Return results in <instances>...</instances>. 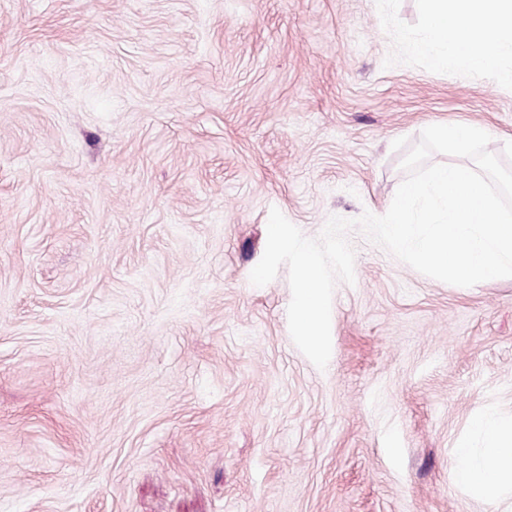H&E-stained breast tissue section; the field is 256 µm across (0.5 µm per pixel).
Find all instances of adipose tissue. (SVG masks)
Here are the masks:
<instances>
[{
  "instance_id": "1",
  "label": "adipose tissue",
  "mask_w": 512,
  "mask_h": 512,
  "mask_svg": "<svg viewBox=\"0 0 512 512\" xmlns=\"http://www.w3.org/2000/svg\"><path fill=\"white\" fill-rule=\"evenodd\" d=\"M427 36L420 47L436 67L498 75L512 85L503 54L512 51V0H421ZM484 436L481 460L458 449L459 478L479 488L512 485V425L484 417L476 422Z\"/></svg>"
}]
</instances>
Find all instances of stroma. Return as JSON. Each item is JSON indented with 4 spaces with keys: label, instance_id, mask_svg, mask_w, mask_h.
<instances>
[{
    "label": "stroma",
    "instance_id": "1",
    "mask_svg": "<svg viewBox=\"0 0 512 512\" xmlns=\"http://www.w3.org/2000/svg\"><path fill=\"white\" fill-rule=\"evenodd\" d=\"M420 0H0V512H503L512 278L357 229L332 353L293 343L271 208L384 215L424 128L512 167V87L431 71ZM484 436L483 458L472 460L467 448L456 453L455 469L459 478L479 488L512 485V425L503 426L493 417L475 422Z\"/></svg>",
    "mask_w": 512,
    "mask_h": 512
}]
</instances>
